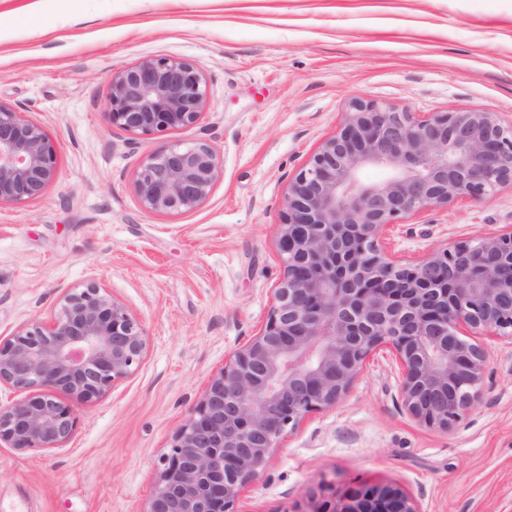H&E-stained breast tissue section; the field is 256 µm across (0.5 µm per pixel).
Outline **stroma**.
<instances>
[{
    "mask_svg": "<svg viewBox=\"0 0 512 512\" xmlns=\"http://www.w3.org/2000/svg\"><path fill=\"white\" fill-rule=\"evenodd\" d=\"M147 57L203 72L198 124L148 136L108 124L113 72ZM354 98L512 124V0H0V102L60 146L45 193L0 205V338L90 282L149 337L130 378L77 403L69 443L0 447V512H148L175 432L266 321L288 182ZM201 138L223 160L208 199L145 211L142 159ZM507 224L510 186L415 213L386 248L417 262ZM487 343L488 391L453 432L405 412L380 351L342 403L283 436L238 512H312L365 484L401 487L419 512H512V343Z\"/></svg>",
    "mask_w": 512,
    "mask_h": 512,
    "instance_id": "obj_1",
    "label": "stroma"
}]
</instances>
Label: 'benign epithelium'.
<instances>
[{
  "mask_svg": "<svg viewBox=\"0 0 512 512\" xmlns=\"http://www.w3.org/2000/svg\"><path fill=\"white\" fill-rule=\"evenodd\" d=\"M206 81L192 62L144 58L112 73L109 124L151 135L197 124ZM59 147L35 122L0 103V205L42 195ZM386 171L365 182L364 170ZM223 174L205 139L144 158L141 207L197 209ZM512 186V125L497 113L421 117L354 99L288 184L277 248L283 275L267 321L234 352L176 431L148 512H237L286 428L349 395L367 361L389 349L400 367L403 409L449 432L486 394L482 336L512 341V226L437 249L416 263L385 251L388 227L421 210L480 201ZM149 347L127 308L95 283L71 290L48 321L0 341V444L60 448L72 438L75 401L133 375ZM311 512H418L400 487H363Z\"/></svg>",
  "mask_w": 512,
  "mask_h": 512,
  "instance_id": "obj_1",
  "label": "benign epithelium"
}]
</instances>
